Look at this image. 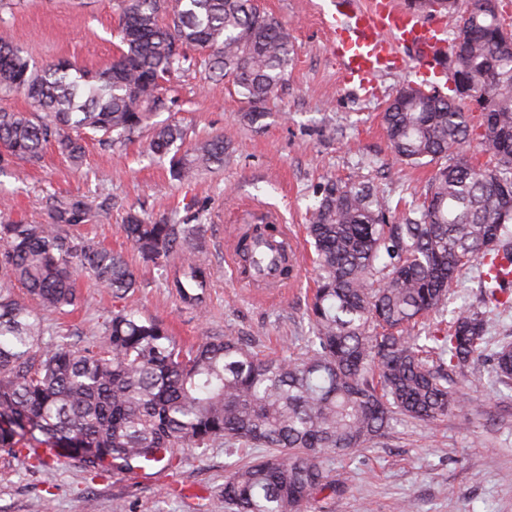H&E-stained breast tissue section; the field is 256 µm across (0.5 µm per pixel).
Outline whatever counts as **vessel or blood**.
<instances>
[{"mask_svg": "<svg viewBox=\"0 0 512 512\" xmlns=\"http://www.w3.org/2000/svg\"><path fill=\"white\" fill-rule=\"evenodd\" d=\"M330 30V49L340 62L343 82L366 90L396 68L403 49H412L420 64L430 62L441 47L444 27L412 14L398 0H336ZM286 240L281 233L257 243L264 265L253 277L260 287L281 285L279 260Z\"/></svg>", "mask_w": 512, "mask_h": 512, "instance_id": "vessel-or-blood-1", "label": "vessel or blood"}]
</instances>
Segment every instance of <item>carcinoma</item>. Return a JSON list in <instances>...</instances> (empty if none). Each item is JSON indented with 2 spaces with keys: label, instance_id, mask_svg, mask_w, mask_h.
<instances>
[{
  "label": "carcinoma",
  "instance_id": "1",
  "mask_svg": "<svg viewBox=\"0 0 512 512\" xmlns=\"http://www.w3.org/2000/svg\"><path fill=\"white\" fill-rule=\"evenodd\" d=\"M487 2L429 0V13L456 22L452 40L467 50L442 67L448 92L403 84L382 115L392 152L434 168L421 202L392 211L364 181L322 186L306 225L317 270L312 336L297 357L268 358L230 336L186 349L165 324L125 310L89 330L97 340L88 345L47 343L40 314L74 304L76 270L117 298L137 287L136 273L122 255L70 233L105 214L83 196L50 197L44 223L1 220L0 450L22 447L44 464L29 449L94 448L91 467L131 475L174 466L176 448H267L224 477L225 512H302L347 489L324 467L325 452L364 447L398 415L427 423L461 409L458 378L482 382L469 369L487 347L485 312H453L444 336L411 330L446 312L469 267H479L491 298L507 288L483 260H512V31L500 0ZM119 9V54L101 70L66 59L39 66L0 26V93H21L35 108L0 112L1 171L17 160L41 165L49 143L78 163L90 132L112 147L148 130V151L190 182L224 166L226 147L216 135L187 148L183 125L154 121L173 106L164 83L196 66L189 51L208 52L209 77L237 87L251 124L288 75L292 35L257 0H120ZM475 130L490 166L471 162ZM120 228L170 287L203 305L206 274L189 250L201 225L131 212ZM276 231L252 224L238 238L243 269L251 242ZM15 281L26 296L14 294ZM491 361L512 385V342Z\"/></svg>",
  "mask_w": 512,
  "mask_h": 512
}]
</instances>
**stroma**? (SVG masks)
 I'll return each mask as SVG.
<instances>
[{
  "label": "stroma",
  "mask_w": 512,
  "mask_h": 512,
  "mask_svg": "<svg viewBox=\"0 0 512 512\" xmlns=\"http://www.w3.org/2000/svg\"><path fill=\"white\" fill-rule=\"evenodd\" d=\"M259 5L290 30L294 56L287 82L258 124L243 121L248 105L235 87L209 79L202 68L166 85L175 101L169 117L187 128L191 140L223 136V167L182 184L172 179L168 160L147 155L145 137L111 148L89 135L81 165L50 148L40 167L20 163L15 173L0 174V199L16 219L45 220L52 195H84L102 205L107 220L83 224L77 236L122 253L137 274V288L120 299L79 274L74 305L43 314L45 341L64 336L85 345L89 327L126 309L166 324L187 346L231 336L271 358L301 353L315 279L304 226L321 186L360 178L393 205L419 197L433 169L395 159L381 114L403 83L442 89L445 77L418 73L410 60L404 70L380 77L372 94L351 91L329 50L323 17L329 0ZM5 19L15 43L40 66L64 57L97 68L117 54L118 0H21ZM132 209L200 225L209 278L202 310L184 311L163 271L143 262L126 241L120 226ZM266 210L303 240L298 278L277 300L239 288L225 261L229 225L251 223ZM474 370L483 383L468 389L465 408L432 424L401 417L362 449L326 454L325 467L348 485L329 502L330 512H512V390L494 383L485 360H477ZM179 456L177 468L146 480L94 472L67 457L50 468H32L22 456L0 452V512H224V476L241 460L234 445L187 448Z\"/></svg>",
  "instance_id": "35a3bbf8"
}]
</instances>
